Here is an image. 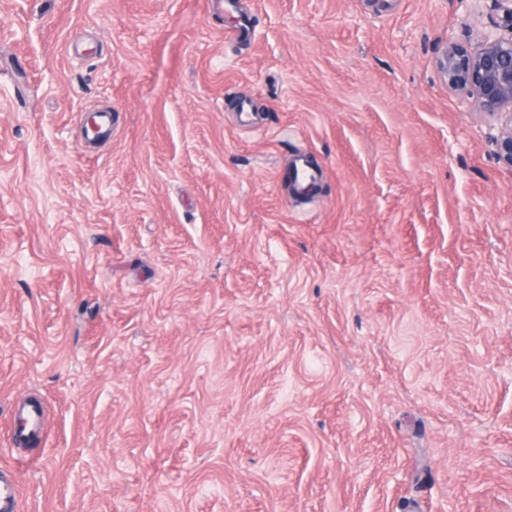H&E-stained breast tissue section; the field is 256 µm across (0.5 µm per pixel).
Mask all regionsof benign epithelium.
Instances as JSON below:
<instances>
[{"label": "benign epithelium", "mask_w": 512, "mask_h": 512, "mask_svg": "<svg viewBox=\"0 0 512 512\" xmlns=\"http://www.w3.org/2000/svg\"><path fill=\"white\" fill-rule=\"evenodd\" d=\"M509 34L486 32L478 46L448 40L438 58V70L448 90L475 112L498 118L491 137L503 167L512 173V0H495Z\"/></svg>", "instance_id": "1"}]
</instances>
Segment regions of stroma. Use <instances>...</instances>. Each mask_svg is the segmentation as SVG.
Returning a JSON list of instances; mask_svg holds the SVG:
<instances>
[{"label":"stroma","mask_w":512,"mask_h":512,"mask_svg":"<svg viewBox=\"0 0 512 512\" xmlns=\"http://www.w3.org/2000/svg\"><path fill=\"white\" fill-rule=\"evenodd\" d=\"M217 2L0 0L17 512H512V175L437 68L500 12Z\"/></svg>","instance_id":"1"}]
</instances>
